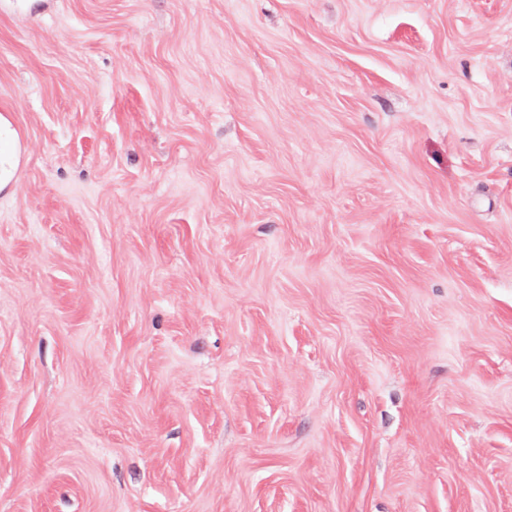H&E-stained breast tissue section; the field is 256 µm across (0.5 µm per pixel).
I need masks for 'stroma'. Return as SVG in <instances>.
<instances>
[{"mask_svg":"<svg viewBox=\"0 0 512 512\" xmlns=\"http://www.w3.org/2000/svg\"><path fill=\"white\" fill-rule=\"evenodd\" d=\"M0 512H512V0H0Z\"/></svg>","mask_w":512,"mask_h":512,"instance_id":"1","label":"stroma"}]
</instances>
